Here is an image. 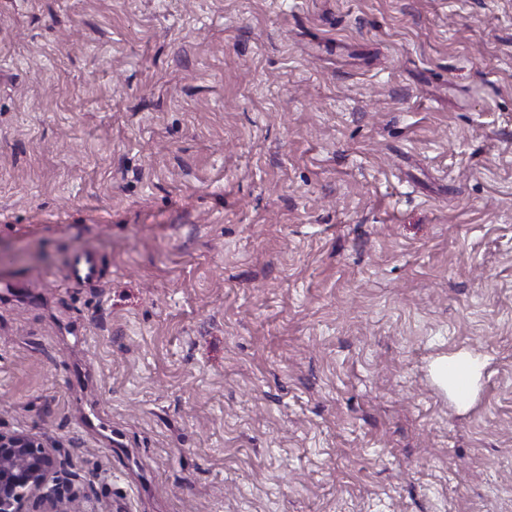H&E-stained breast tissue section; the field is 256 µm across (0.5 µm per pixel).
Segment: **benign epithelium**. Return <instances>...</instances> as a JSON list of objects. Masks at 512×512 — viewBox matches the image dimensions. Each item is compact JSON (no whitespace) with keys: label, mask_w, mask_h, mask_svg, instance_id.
I'll return each mask as SVG.
<instances>
[{"label":"benign epithelium","mask_w":512,"mask_h":512,"mask_svg":"<svg viewBox=\"0 0 512 512\" xmlns=\"http://www.w3.org/2000/svg\"><path fill=\"white\" fill-rule=\"evenodd\" d=\"M55 447L26 432H0V512H89L64 495Z\"/></svg>","instance_id":"obj_1"}]
</instances>
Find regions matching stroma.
I'll use <instances>...</instances> for the list:
<instances>
[{"mask_svg": "<svg viewBox=\"0 0 512 512\" xmlns=\"http://www.w3.org/2000/svg\"><path fill=\"white\" fill-rule=\"evenodd\" d=\"M0 431L96 512H512V0H0ZM98 278L96 258L91 254L75 256L65 272L64 279L69 286H84Z\"/></svg>", "mask_w": 512, "mask_h": 512, "instance_id": "35a3bbf8", "label": "stroma"}]
</instances>
